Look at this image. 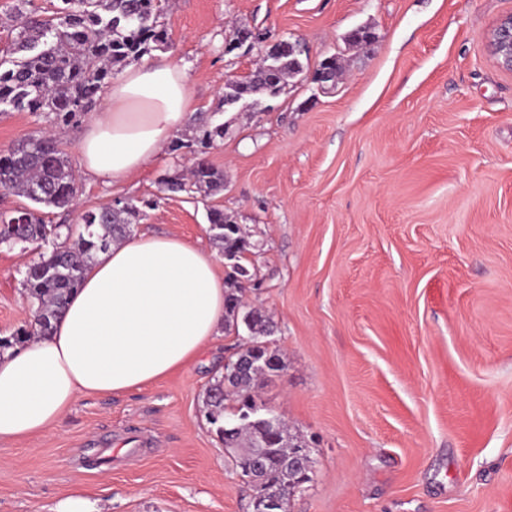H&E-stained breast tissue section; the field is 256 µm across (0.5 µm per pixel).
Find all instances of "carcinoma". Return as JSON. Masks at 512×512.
Listing matches in <instances>:
<instances>
[{"label": "carcinoma", "mask_w": 512, "mask_h": 512, "mask_svg": "<svg viewBox=\"0 0 512 512\" xmlns=\"http://www.w3.org/2000/svg\"><path fill=\"white\" fill-rule=\"evenodd\" d=\"M30 2L17 0L11 15L9 31L14 36L0 59V106L45 112L56 125H71L88 115L117 69L167 44L162 23L165 0H62L66 7L53 15L26 11ZM300 55L297 44L288 42L276 71L255 68L224 86L226 98L280 96L289 80L304 72ZM194 129L198 150L189 175L165 176L159 192H197L207 197L224 188V170L210 164L205 154L224 139L229 124L212 112L198 118ZM0 191L47 208L66 209L78 193V183L60 141L38 134L0 154ZM139 216L133 201L119 199L115 206L85 214L75 236L70 226L47 224L32 209L0 211V244L44 247L22 281L34 321L0 338V353L36 336L51 335L94 255L129 235ZM207 219L212 240L230 267L224 279V327L241 322L248 331L246 342L207 391V420L224 447L233 450V464L252 491L251 512H263L258 503L271 488L299 481L300 474L288 472V459L307 443L284 424L272 431L256 419L254 388L260 378L280 370L282 360L275 349L271 353L276 364H271L265 346L273 321L243 299L253 279L248 254L255 247L224 210L210 208ZM254 448L263 449L264 455L254 458Z\"/></svg>", "instance_id": "carcinoma-1"}]
</instances>
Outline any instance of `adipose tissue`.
I'll list each match as a JSON object with an SVG mask.
<instances>
[{"instance_id":"obj_1","label":"adipose tissue","mask_w":512,"mask_h":512,"mask_svg":"<svg viewBox=\"0 0 512 512\" xmlns=\"http://www.w3.org/2000/svg\"><path fill=\"white\" fill-rule=\"evenodd\" d=\"M194 106L185 70L150 60L113 79L86 125L84 174L119 182L153 162ZM224 326L212 257L174 235L112 244L88 268L51 336L0 356V442L56 426L84 394H120L201 355Z\"/></svg>"}]
</instances>
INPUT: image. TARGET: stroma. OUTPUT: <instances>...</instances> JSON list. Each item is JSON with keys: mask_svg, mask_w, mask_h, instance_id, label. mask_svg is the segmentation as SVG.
<instances>
[{"mask_svg": "<svg viewBox=\"0 0 512 512\" xmlns=\"http://www.w3.org/2000/svg\"><path fill=\"white\" fill-rule=\"evenodd\" d=\"M512 0H167L164 48L198 111L230 130L207 158L211 196L157 200L196 148L112 184L80 176L49 224H80L116 199L142 205L134 234H174L224 255L207 207L260 249L252 306L269 314L282 370L258 402L310 444L314 470L293 512H512V73L487 37ZM299 41L321 89L292 80L265 112L224 107L229 75L257 52L224 50L233 26ZM370 27L373 42L346 35ZM0 111V152L49 129ZM34 244H0V337L30 321L21 281ZM239 338L117 395L80 396L44 435L0 443V512H250L231 452L206 420V392Z\"/></svg>", "mask_w": 512, "mask_h": 512, "instance_id": "stroma-1", "label": "stroma"}]
</instances>
